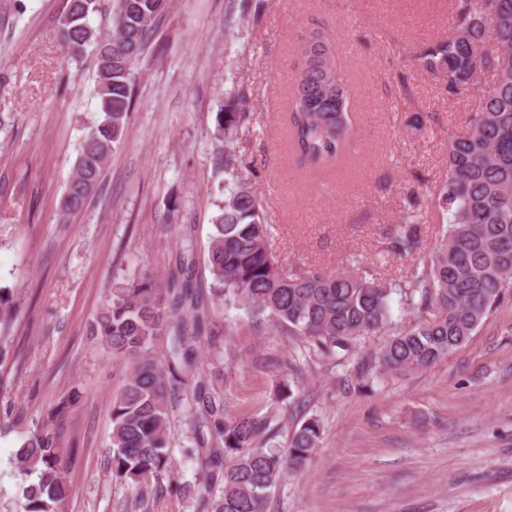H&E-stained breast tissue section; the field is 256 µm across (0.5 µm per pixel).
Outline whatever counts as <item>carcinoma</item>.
I'll return each instance as SVG.
<instances>
[{
	"instance_id": "carcinoma-1",
	"label": "carcinoma",
	"mask_w": 512,
	"mask_h": 512,
	"mask_svg": "<svg viewBox=\"0 0 512 512\" xmlns=\"http://www.w3.org/2000/svg\"><path fill=\"white\" fill-rule=\"evenodd\" d=\"M156 0H113L112 32L101 34L90 19L100 0H69L61 41L72 59L92 51L97 62L100 118L81 142L67 185L63 214L81 211L99 190L114 148L133 111L137 68L152 46L165 14ZM457 28L421 52L420 67L456 94L479 83L466 129L448 138L447 173L432 195L441 238L424 246L421 225L429 210L409 202L388 229L381 254L411 260L406 274L390 281L361 261L336 272L315 266H281L268 249L271 237L264 200L244 175L242 157L224 151V200L211 218L205 267L198 279L191 226H180L181 247L166 275L121 283L106 295L91 335L129 365L112 396V433L105 474L130 491L131 507L152 512L162 476L171 463L169 425L183 411L200 482L179 493L194 512H269L271 492L304 465L320 442L317 418H307L288 440L277 441L273 418L256 413L226 416L220 379L202 376L200 343L210 336L214 306H243L287 333L310 342L327 357H350L361 339L385 329L398 295L420 313L415 326L384 344L360 372L427 368L465 345L483 321L512 300V0H459ZM301 59L290 92L291 152L299 163L339 164L356 137L350 106L354 90L338 67L333 45L314 32L298 45ZM250 119L236 96L217 112L218 131L232 144ZM18 310L14 292L0 288V327ZM169 340L167 364L154 340ZM76 398L60 402L22 438L13 463L23 478L21 512H59L67 498L72 449L60 434Z\"/></svg>"
}]
</instances>
